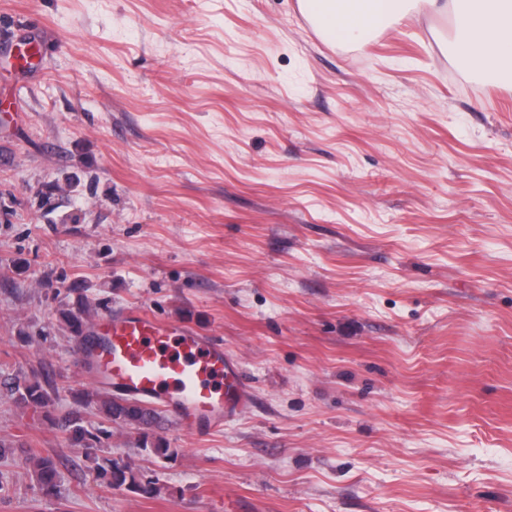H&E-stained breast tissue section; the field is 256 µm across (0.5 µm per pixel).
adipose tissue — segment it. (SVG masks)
<instances>
[{
	"label": "adipose tissue",
	"instance_id": "obj_1",
	"mask_svg": "<svg viewBox=\"0 0 512 512\" xmlns=\"http://www.w3.org/2000/svg\"><path fill=\"white\" fill-rule=\"evenodd\" d=\"M329 34L349 41L385 23L425 10L443 11L448 0H304ZM456 14L455 44L477 69L512 64V0H465Z\"/></svg>",
	"mask_w": 512,
	"mask_h": 512
}]
</instances>
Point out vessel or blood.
<instances>
[{"label": "vessel or blood", "instance_id": "1", "mask_svg": "<svg viewBox=\"0 0 512 512\" xmlns=\"http://www.w3.org/2000/svg\"><path fill=\"white\" fill-rule=\"evenodd\" d=\"M81 353L96 383L177 414L195 436L223 428L250 398L223 342L141 308L103 316Z\"/></svg>", "mask_w": 512, "mask_h": 512}]
</instances>
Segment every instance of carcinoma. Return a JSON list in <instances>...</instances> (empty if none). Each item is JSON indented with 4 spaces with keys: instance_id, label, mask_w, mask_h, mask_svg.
Masks as SVG:
<instances>
[{
    "instance_id": "obj_1",
    "label": "carcinoma",
    "mask_w": 512,
    "mask_h": 512,
    "mask_svg": "<svg viewBox=\"0 0 512 512\" xmlns=\"http://www.w3.org/2000/svg\"><path fill=\"white\" fill-rule=\"evenodd\" d=\"M61 321L66 325L70 333L81 337L90 332L88 328V304L83 296H78L73 304L66 305L59 311ZM10 395L14 400L28 405L39 407L47 406L51 396L37 380L16 379L10 389ZM79 403L93 407L106 421L120 427L133 429L139 435L142 448L150 449V452L158 457L169 458L173 455L163 437L157 435L162 422L161 413L154 407L140 401L130 400L121 396H114L109 392H86L79 397ZM60 427L70 436L71 440L87 450H97V444L101 443L99 433H94L79 425L78 415L71 413L60 420ZM31 463L36 476V485L43 491L54 488L57 479V470L51 459L47 457H31ZM97 478L103 480L112 487H141L146 493L158 491V487L141 486L138 476L128 464L112 462L106 467L97 468Z\"/></svg>"
}]
</instances>
